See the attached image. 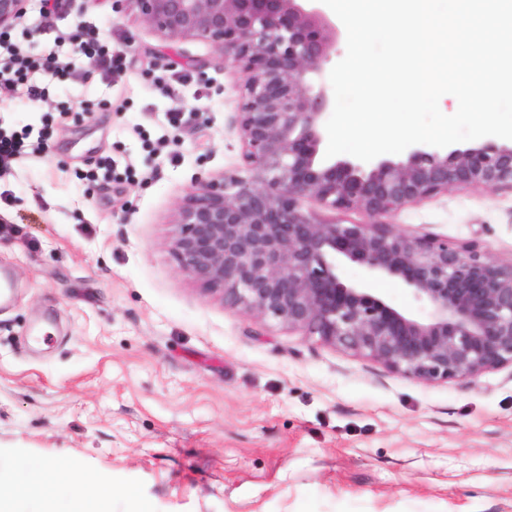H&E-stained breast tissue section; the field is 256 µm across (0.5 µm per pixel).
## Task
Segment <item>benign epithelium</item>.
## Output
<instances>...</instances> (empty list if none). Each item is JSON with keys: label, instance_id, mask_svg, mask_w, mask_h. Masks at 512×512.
Masks as SVG:
<instances>
[{"label": "benign epithelium", "instance_id": "benign-epithelium-1", "mask_svg": "<svg viewBox=\"0 0 512 512\" xmlns=\"http://www.w3.org/2000/svg\"><path fill=\"white\" fill-rule=\"evenodd\" d=\"M170 38H196L240 69L239 127L250 178L209 181L178 213L173 251L183 272L224 304L365 354L419 381L475 377L512 364V265L473 247L394 230L384 218L449 188L512 191V144L465 149L416 144L407 159L328 160L331 106L323 73L336 33L306 0H125ZM26 0H0V29ZM360 210L363 224L316 222L301 201ZM398 278L422 315L368 284Z\"/></svg>", "mask_w": 512, "mask_h": 512}]
</instances>
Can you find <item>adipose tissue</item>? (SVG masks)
Here are the masks:
<instances>
[{
    "label": "adipose tissue",
    "instance_id": "ef3b65f1",
    "mask_svg": "<svg viewBox=\"0 0 512 512\" xmlns=\"http://www.w3.org/2000/svg\"><path fill=\"white\" fill-rule=\"evenodd\" d=\"M0 512H112V499L79 465L35 457L0 472Z\"/></svg>",
    "mask_w": 512,
    "mask_h": 512
}]
</instances>
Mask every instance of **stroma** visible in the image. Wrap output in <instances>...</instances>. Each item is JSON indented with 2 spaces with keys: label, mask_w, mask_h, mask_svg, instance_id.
I'll list each match as a JSON object with an SVG mask.
<instances>
[{
  "label": "stroma",
  "mask_w": 512,
  "mask_h": 512,
  "mask_svg": "<svg viewBox=\"0 0 512 512\" xmlns=\"http://www.w3.org/2000/svg\"><path fill=\"white\" fill-rule=\"evenodd\" d=\"M123 64L0 85V131L44 148L0 174V468L79 462L128 512H512V366L421 382L225 306L173 252L199 183L250 170L242 78L115 0H75ZM179 113L172 122L171 113ZM396 230L512 263V192L451 188Z\"/></svg>",
  "instance_id": "35a3bbf8"
}]
</instances>
